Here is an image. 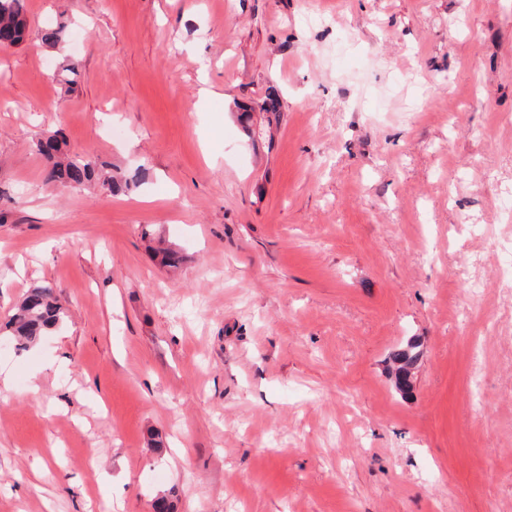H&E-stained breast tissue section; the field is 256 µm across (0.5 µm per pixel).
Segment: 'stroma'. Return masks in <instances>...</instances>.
I'll return each mask as SVG.
<instances>
[{
  "instance_id": "1",
  "label": "stroma",
  "mask_w": 512,
  "mask_h": 512,
  "mask_svg": "<svg viewBox=\"0 0 512 512\" xmlns=\"http://www.w3.org/2000/svg\"><path fill=\"white\" fill-rule=\"evenodd\" d=\"M25 8L0 325L41 281L68 317L0 339V512H512V0ZM47 130L135 188L49 190ZM418 343L409 342L406 347L393 351L390 359L394 364L395 386L401 393H408L411 389V382L408 379V369L416 366L420 359V351Z\"/></svg>"
}]
</instances>
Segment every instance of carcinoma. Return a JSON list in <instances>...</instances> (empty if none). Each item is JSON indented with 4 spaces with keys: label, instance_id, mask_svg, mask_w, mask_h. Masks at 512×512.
<instances>
[{
    "label": "carcinoma",
    "instance_id": "cac0c4a2",
    "mask_svg": "<svg viewBox=\"0 0 512 512\" xmlns=\"http://www.w3.org/2000/svg\"><path fill=\"white\" fill-rule=\"evenodd\" d=\"M27 27L24 0H0V39L20 45L26 40ZM63 144L57 131H46L34 142L36 152L46 162L44 182L48 187H76L99 181L113 194L130 189L131 181L127 178L103 174L102 164L92 160H63ZM65 316V308L58 300L54 285L43 282L27 291L5 329L17 343V349L26 350L41 337L57 330ZM390 359L394 364L395 386L406 394L411 389L408 369L420 359L418 343L411 341L393 351Z\"/></svg>",
    "mask_w": 512,
    "mask_h": 512
}]
</instances>
